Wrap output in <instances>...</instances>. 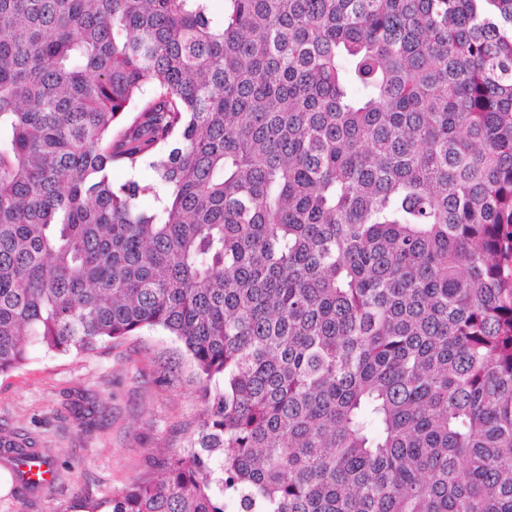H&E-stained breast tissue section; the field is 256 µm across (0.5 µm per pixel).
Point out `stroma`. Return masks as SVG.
<instances>
[{"mask_svg": "<svg viewBox=\"0 0 512 512\" xmlns=\"http://www.w3.org/2000/svg\"><path fill=\"white\" fill-rule=\"evenodd\" d=\"M202 383L179 343L154 329L89 353L35 349L21 368L0 376V434L36 440L59 469L32 493L11 485L0 512H81L108 500L158 459L189 447L201 410ZM96 399L104 420L85 424L70 404Z\"/></svg>", "mask_w": 512, "mask_h": 512, "instance_id": "obj_1", "label": "stroma"}]
</instances>
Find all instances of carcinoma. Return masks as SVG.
Wrapping results in <instances>:
<instances>
[{
	"label": "carcinoma",
	"instance_id": "carcinoma-1",
	"mask_svg": "<svg viewBox=\"0 0 512 512\" xmlns=\"http://www.w3.org/2000/svg\"><path fill=\"white\" fill-rule=\"evenodd\" d=\"M211 2L0 0V374L190 358L87 512H512V0Z\"/></svg>",
	"mask_w": 512,
	"mask_h": 512
}]
</instances>
